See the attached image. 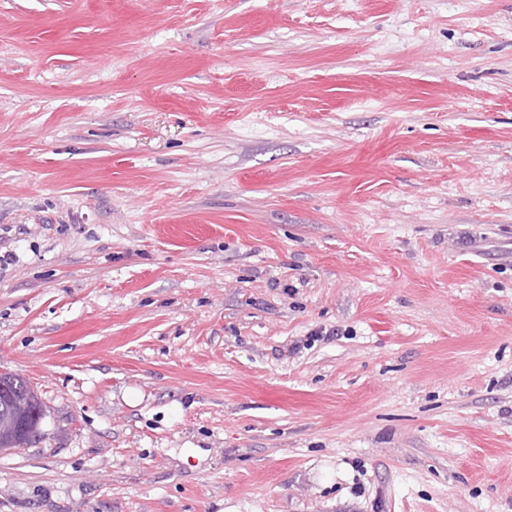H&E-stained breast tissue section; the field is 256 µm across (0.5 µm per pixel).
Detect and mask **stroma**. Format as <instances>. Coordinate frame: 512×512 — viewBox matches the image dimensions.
Segmentation results:
<instances>
[{"label":"stroma","mask_w":512,"mask_h":512,"mask_svg":"<svg viewBox=\"0 0 512 512\" xmlns=\"http://www.w3.org/2000/svg\"><path fill=\"white\" fill-rule=\"evenodd\" d=\"M1 256L0 512H512V0H0Z\"/></svg>","instance_id":"35a3bbf8"}]
</instances>
